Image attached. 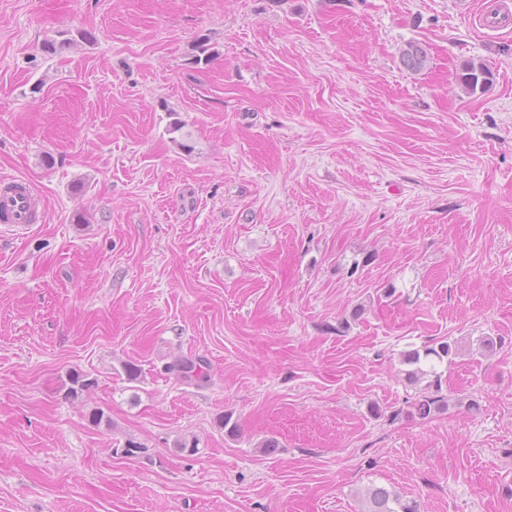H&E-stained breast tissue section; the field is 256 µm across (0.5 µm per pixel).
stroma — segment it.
Instances as JSON below:
<instances>
[{
	"instance_id": "1",
	"label": "stroma",
	"mask_w": 512,
	"mask_h": 512,
	"mask_svg": "<svg viewBox=\"0 0 512 512\" xmlns=\"http://www.w3.org/2000/svg\"><path fill=\"white\" fill-rule=\"evenodd\" d=\"M492 2L0 0V175L45 204L0 224V512H365L371 486L512 512ZM441 339L448 406L422 420L402 356ZM73 370L94 385L69 401ZM399 60L401 65L409 71L418 72L428 63L427 50L416 42H407L400 49ZM459 83L467 94L483 92L490 83V71L482 63L470 62L463 68Z\"/></svg>"
}]
</instances>
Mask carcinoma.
I'll list each match as a JSON object with an SVG mask.
<instances>
[{"label":"carcinoma","mask_w":512,"mask_h":512,"mask_svg":"<svg viewBox=\"0 0 512 512\" xmlns=\"http://www.w3.org/2000/svg\"><path fill=\"white\" fill-rule=\"evenodd\" d=\"M399 60L407 70L418 72L426 67L428 53L422 45L410 41L400 49ZM459 83L468 94L483 91L490 83V71L482 63L470 62L463 68ZM453 352L450 342L440 340L424 346L421 351L410 350L403 355V362L411 366L406 372L407 380L412 384L427 380L425 392L412 403L413 414L418 418H429L448 406L445 398L439 395L441 375L437 373L436 366L450 363ZM68 383L65 398L75 400L92 386L93 380L79 371H73L68 375ZM366 502V512H416L415 505L383 487L368 488Z\"/></svg>","instance_id":"1"}]
</instances>
